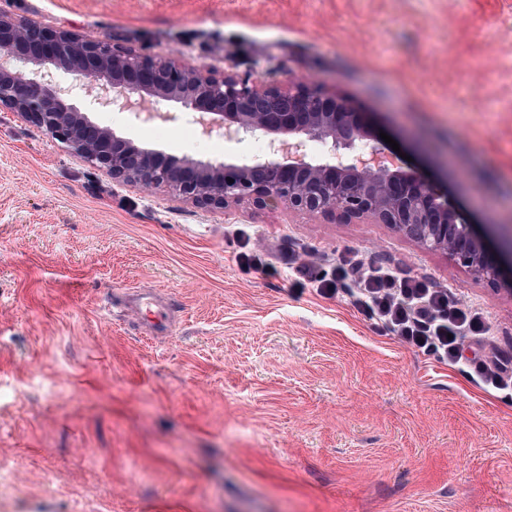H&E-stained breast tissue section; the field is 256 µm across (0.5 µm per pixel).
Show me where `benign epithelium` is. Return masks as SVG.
I'll return each mask as SVG.
<instances>
[{"label": "benign epithelium", "mask_w": 512, "mask_h": 512, "mask_svg": "<svg viewBox=\"0 0 512 512\" xmlns=\"http://www.w3.org/2000/svg\"><path fill=\"white\" fill-rule=\"evenodd\" d=\"M58 70L76 82L57 83ZM78 93L97 109L127 112L139 123L186 120L209 136L235 140L262 132L270 136V159L256 166L214 164L146 148L73 107ZM168 102L181 110L166 109ZM2 109L112 180L142 191H166L210 212L283 205L307 216L385 224L443 253L476 280L493 286L512 281V226L502 225L493 246L435 184L404 171L374 145L356 149L375 139L368 113L318 85H250L0 11ZM311 139L324 144L330 159L308 158L304 147Z\"/></svg>", "instance_id": "obj_1"}]
</instances>
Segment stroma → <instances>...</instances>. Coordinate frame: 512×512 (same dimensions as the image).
I'll return each instance as SVG.
<instances>
[{"instance_id": "obj_1", "label": "stroma", "mask_w": 512, "mask_h": 512, "mask_svg": "<svg viewBox=\"0 0 512 512\" xmlns=\"http://www.w3.org/2000/svg\"><path fill=\"white\" fill-rule=\"evenodd\" d=\"M154 58L319 83L377 147L482 230L512 221V0H0ZM74 105L171 155L248 161L254 139ZM268 257L267 273L237 252ZM292 255L378 261L475 305L488 335L448 365L378 334L349 294H296ZM156 288L170 333L105 307ZM512 298L382 224L285 208L207 212L112 181L0 111V512H512ZM476 368L485 381L493 385L512 383V367L509 363L498 360H479Z\"/></svg>"}]
</instances>
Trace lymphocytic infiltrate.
Listing matches in <instances>:
<instances>
[{"label":"lymphocytic infiltrate","instance_id":"obj_1","mask_svg":"<svg viewBox=\"0 0 512 512\" xmlns=\"http://www.w3.org/2000/svg\"><path fill=\"white\" fill-rule=\"evenodd\" d=\"M297 288H317L331 297L340 280L354 279L356 304L408 345L440 361L459 358L465 332L482 333L484 325L471 307L449 298L446 290L383 265L358 263L341 268L333 279L315 276L309 264H302Z\"/></svg>","mask_w":512,"mask_h":512}]
</instances>
